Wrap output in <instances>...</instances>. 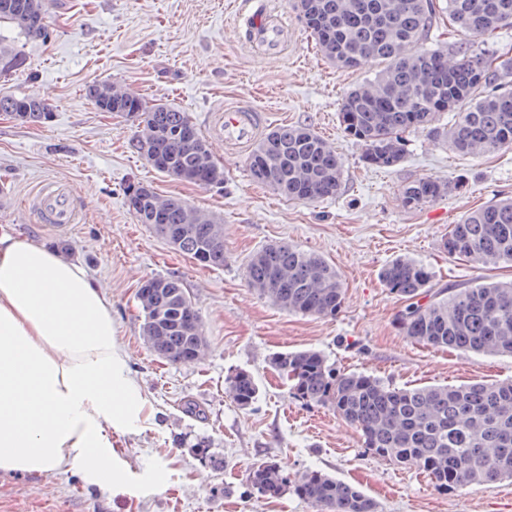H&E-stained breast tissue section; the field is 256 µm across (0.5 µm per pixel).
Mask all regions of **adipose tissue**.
Instances as JSON below:
<instances>
[{
    "mask_svg": "<svg viewBox=\"0 0 512 512\" xmlns=\"http://www.w3.org/2000/svg\"><path fill=\"white\" fill-rule=\"evenodd\" d=\"M104 287L58 250L0 233V473L118 475L112 434L145 402L127 377Z\"/></svg>",
    "mask_w": 512,
    "mask_h": 512,
    "instance_id": "ef3b65f1",
    "label": "adipose tissue"
}]
</instances>
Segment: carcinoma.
<instances>
[{"label": "carcinoma", "instance_id": "cac0c4a2", "mask_svg": "<svg viewBox=\"0 0 512 512\" xmlns=\"http://www.w3.org/2000/svg\"><path fill=\"white\" fill-rule=\"evenodd\" d=\"M309 16L305 28L324 58L353 69L374 59L375 77L348 91L337 109L344 135L362 147L372 168H391L405 156V134L426 127L463 155L512 149V57L478 51L472 39L512 26V0H298ZM46 0H0V23L32 38H46ZM463 38L448 46L427 45L442 15ZM21 64L14 47L0 40V76ZM88 94L97 108L126 117L138 113L137 144L146 161L177 180L205 186L224 182L206 142L187 113L166 103L96 84ZM50 111L42 98L0 94V112L15 120L41 121ZM455 113L445 127L440 116ZM193 138L186 139L187 130ZM250 176L266 188L299 201L337 196L342 161L315 130L280 126L270 130L247 160ZM131 213L175 250L206 265L224 266L220 221L177 197L162 198L137 182ZM448 182L418 179L403 188V203L418 208L448 193ZM443 248L483 265L512 263V199L494 201L450 225ZM380 277L405 302L401 333L432 347L476 354L512 355V283L490 282L452 291H431L432 273L411 258H397ZM249 287L283 310L334 317L344 294L336 269L322 256L286 242L256 250L246 265ZM426 302H421L422 298ZM143 336L154 354L187 363L201 343L200 319L179 280L158 277L138 291ZM274 369L305 403L325 405L353 426L375 457L426 474L441 491L512 479V381L460 386L399 388L362 372L339 371L315 350L278 353ZM235 403L250 407L259 386L246 371L228 377ZM250 483L263 496L288 490L318 512H379L378 503L356 487L317 470L288 475L277 463L252 469Z\"/></svg>", "mask_w": 512, "mask_h": 512}]
</instances>
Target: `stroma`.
Segmentation results:
<instances>
[{
	"label": "stroma",
	"instance_id": "obj_1",
	"mask_svg": "<svg viewBox=\"0 0 512 512\" xmlns=\"http://www.w3.org/2000/svg\"><path fill=\"white\" fill-rule=\"evenodd\" d=\"M273 2L293 34L279 58L241 44L237 0H48L47 39L0 28L25 59L0 77V92L40 97L52 112L43 124L0 115V233L52 247L66 243L67 258L106 286L128 375L147 400L141 420L112 437L121 484L99 488L75 467L40 476L0 473V512H316L290 491L277 498L257 493L249 474L264 462L292 475H332L376 500L382 512H512L511 479L439 491L425 474L371 455L331 408L295 398L270 364L274 354L314 349L338 369L397 387L512 379V356L424 347L403 336V304L380 279L386 264L409 257L431 271L436 290L491 277L512 281V265L483 266L442 248L450 224L512 197V150L462 156L420 128L407 134L398 166L366 167L336 112L347 91L373 78L375 63L336 68L317 49L294 0ZM97 83L171 104L200 128L214 105L239 100L263 110L269 127L310 126L343 161L341 191L314 202L274 194L252 180L246 157L227 154L218 141L208 148L224 169L223 184L168 177L137 151L132 121L96 109L86 89ZM420 178L454 188L407 208L402 189ZM43 181L71 189L80 223L57 228L25 207ZM131 182L219 217L223 267L200 265L136 223L124 196ZM273 242L335 266L344 287L336 316L291 313L248 287L250 255ZM159 276L180 280L198 312L206 343L198 362H166L143 338L137 291ZM239 371L260 388L246 409L225 383ZM201 442L223 459V469L196 454Z\"/></svg>",
	"mask_w": 512,
	"mask_h": 512
}]
</instances>
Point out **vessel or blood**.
I'll use <instances>...</instances> for the list:
<instances>
[{
  "label": "vessel or blood",
  "instance_id": "vessel-or-blood-1",
  "mask_svg": "<svg viewBox=\"0 0 512 512\" xmlns=\"http://www.w3.org/2000/svg\"><path fill=\"white\" fill-rule=\"evenodd\" d=\"M240 39L245 46L266 56H283L290 41L287 28L271 0H241L238 9ZM266 128L263 111L246 102L223 104L212 109L208 135L231 151H248ZM47 223L64 226L77 223L79 212L71 192L63 186L38 187L29 199Z\"/></svg>",
  "mask_w": 512,
  "mask_h": 512
}]
</instances>
